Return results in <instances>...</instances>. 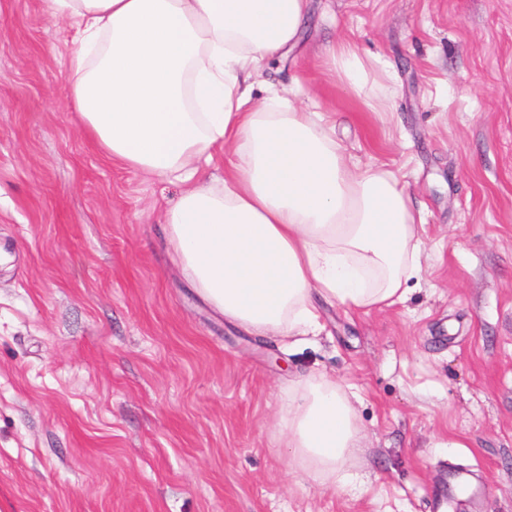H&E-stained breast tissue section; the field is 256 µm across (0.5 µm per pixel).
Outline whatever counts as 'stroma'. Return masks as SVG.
Returning <instances> with one entry per match:
<instances>
[{
  "label": "stroma",
  "instance_id": "35a3bbf8",
  "mask_svg": "<svg viewBox=\"0 0 512 512\" xmlns=\"http://www.w3.org/2000/svg\"><path fill=\"white\" fill-rule=\"evenodd\" d=\"M376 58L353 89L335 42ZM68 24L0 0V512H512V0H312L268 77L390 171L421 224L403 301L304 343L227 320L167 244L180 187L80 128ZM336 380L354 485L289 467V388Z\"/></svg>",
  "mask_w": 512,
  "mask_h": 512
}]
</instances>
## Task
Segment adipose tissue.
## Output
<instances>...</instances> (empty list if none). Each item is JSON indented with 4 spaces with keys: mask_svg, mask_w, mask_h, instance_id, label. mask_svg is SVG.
Returning a JSON list of instances; mask_svg holds the SVG:
<instances>
[{
    "mask_svg": "<svg viewBox=\"0 0 512 512\" xmlns=\"http://www.w3.org/2000/svg\"><path fill=\"white\" fill-rule=\"evenodd\" d=\"M76 44L71 104L102 152L127 169L183 187L165 215L171 248L198 294L256 333L294 337L318 325V304L353 310L402 301L418 271L419 226L389 172L350 168L319 113L274 85L254 106L263 62L295 43L308 0H49ZM326 66L350 86L369 64L349 45ZM243 166L223 188L204 179L214 150ZM290 465L351 484L359 440L350 400L313 376L281 410Z\"/></svg>",
    "mask_w": 512,
    "mask_h": 512,
    "instance_id": "1",
    "label": "adipose tissue"
}]
</instances>
